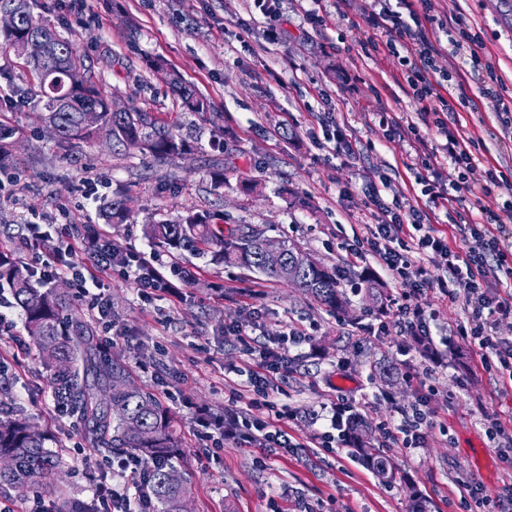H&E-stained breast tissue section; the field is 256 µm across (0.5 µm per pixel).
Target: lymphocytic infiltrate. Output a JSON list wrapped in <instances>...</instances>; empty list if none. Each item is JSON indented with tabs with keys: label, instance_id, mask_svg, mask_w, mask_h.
Segmentation results:
<instances>
[{
	"label": "lymphocytic infiltrate",
	"instance_id": "lymphocytic-infiltrate-1",
	"mask_svg": "<svg viewBox=\"0 0 512 512\" xmlns=\"http://www.w3.org/2000/svg\"><path fill=\"white\" fill-rule=\"evenodd\" d=\"M413 6V0H396L392 5L387 2L379 11L365 15L364 20L380 34L379 39L368 42L372 51L384 48L400 52L403 77L412 97L421 112L431 117L441 138L431 152L420 155V179L433 199L446 203L465 192L478 191L486 198L492 197L494 189L506 185L507 180L496 168H479L473 154V137L449 129L448 115L454 106L445 93V83L452 79L460 83L477 79L486 72L491 74L492 82L484 86L483 93L491 96L502 78L495 75L492 64L482 62L473 49L476 39L468 33L449 37L447 48H438L436 30L417 22ZM444 52L457 61L453 74L437 68L436 61ZM443 160L459 171L457 181L446 187L435 178L436 168ZM369 202L374 221L365 225L362 241L379 264L400 278L405 293L434 285L450 303L461 304L468 318L459 325L458 336L470 345L482 369L497 372L503 380L512 382V343L503 342L495 334L498 321L512 317V257L499 247L500 230L492 206L480 205L479 223L464 225L461 230L462 235L470 237V245L457 249L449 245L446 236L436 234L425 224L422 211L416 207L399 199L385 201L377 190L372 192ZM79 244L97 271L117 269L124 275L135 276L140 289L172 292L173 287L161 270H153L147 278L136 276L133 259L126 257L118 244L107 245L100 239L84 237ZM419 254L428 256L442 270L438 281H431L427 267L416 262ZM492 272L497 279L490 287L486 281ZM305 340V334L293 328L283 336L281 346H265L250 352L253 369L246 391L248 403L257 416L245 422L241 435L245 442L257 445L265 454L294 446L292 435L281 424L285 414L276 409L269 396L272 386L288 368L291 346ZM110 468L115 481L99 485L96 491L100 512H119L122 505L129 503L131 490L145 483L151 466L136 457L117 455Z\"/></svg>",
	"mask_w": 512,
	"mask_h": 512
}]
</instances>
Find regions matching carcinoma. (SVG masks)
<instances>
[{
	"label": "carcinoma",
	"mask_w": 512,
	"mask_h": 512,
	"mask_svg": "<svg viewBox=\"0 0 512 512\" xmlns=\"http://www.w3.org/2000/svg\"><path fill=\"white\" fill-rule=\"evenodd\" d=\"M0 11L14 12L18 23L10 32H0V44L18 51L32 75L25 88H14L0 99V107L13 108L18 99L44 114L61 144L89 141L110 135L127 148L157 159H173L192 150V141L176 131L175 121H165L156 113L137 105L125 112H113L111 97L89 74L84 59L71 40L62 37L42 18L34 15L30 0H0ZM37 38L47 39L44 51L29 54L19 46ZM179 97V108L193 112L213 128L220 116L210 102L179 76L170 78ZM95 110L85 121V110ZM21 129L0 119V172L14 165L10 147ZM127 216L126 199L107 205L109 221ZM146 236L172 253L191 251L211 255L229 264H240L279 280V271L266 264L263 253L275 247L288 257L301 260L293 285L303 289L317 304L340 310L347 299L339 289L338 271L317 261L299 246L266 235L251 224H228L220 215L190 212L176 221H160L145 227ZM9 292L21 308L29 346L40 357L54 401L83 424L95 448L111 455H134L153 464L146 496L156 512H182L187 486L184 480L168 481L174 471L172 460L181 456L172 410L152 393L133 385L124 367L101 355L94 327L73 304L69 294L49 288L39 291L31 284V272L14 253L0 249V295ZM352 453L384 482L396 477L390 460L366 434L361 422L349 430ZM0 486L20 493L47 485V479L63 465V458L45 448V438L32 430L21 414L0 418ZM42 512H88L77 498L59 499L50 494Z\"/></svg>",
	"instance_id": "cac0c4a2"
}]
</instances>
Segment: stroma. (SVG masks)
Returning <instances> with one entry per match:
<instances>
[{
	"label": "stroma",
	"mask_w": 512,
	"mask_h": 512,
	"mask_svg": "<svg viewBox=\"0 0 512 512\" xmlns=\"http://www.w3.org/2000/svg\"><path fill=\"white\" fill-rule=\"evenodd\" d=\"M323 21L303 23L298 0H35L33 12L72 40L92 75L117 105L129 102L168 117L180 100L148 62L163 58L184 82L205 96L224 117L223 138L203 132L186 156L160 162L102 136L61 146L38 113L20 106L11 113L23 130L13 147L14 169L0 173V246L22 264L33 254L66 252L76 270L87 271L82 251L67 252L59 233L75 225L146 258L149 265L180 266L177 296L144 294L116 272L98 282L111 304L108 321L89 313L72 275L34 278L35 288H61L94 322L102 354L120 362L131 380L154 392L178 419L183 453L175 469L187 479L189 512H285L284 488L299 491L316 512H411L412 501H429L431 512H465L458 480L477 477L487 494L512 484L489 436L483 411L512 415V387L479 370L455 334L466 312L433 287L404 295L400 279L383 270L371 252L353 257L355 225L371 223L367 193L380 188L384 200L401 198L427 211L434 229L477 220L474 196L443 208L418 182L417 145L394 141L381 113L414 124L427 147L437 137L404 82L398 60L388 52L365 53L374 31L362 15L379 10L378 0H324ZM450 27L479 33V52L491 58L512 90V0H421ZM280 28L270 40V28ZM460 128L479 143L482 165L512 171V133L500 124L495 100L480 83L452 85ZM346 125L354 155L335 154L319 136L321 122ZM223 168V186L211 173ZM255 182L251 192L242 180ZM128 193L125 223L109 224L103 204ZM218 213L238 224L285 237L318 260L337 268L348 306L336 312L317 305L285 281L218 264L210 257L173 254L152 244L145 225L172 220L186 211ZM38 225L40 239L25 246L12 230ZM371 272L389 298L433 313L431 341L442 356L432 365L409 336L395 328L394 308L370 309L361 277ZM308 339L271 394L278 409L293 410L298 453H280L258 464L260 449L227 439L221 451L197 433L199 411L246 415L237 395L247 382L245 329L277 346L291 328ZM23 315L11 296L0 299V411H23L62 454L65 466L50 477L62 495L91 501L95 475L107 474L102 454L89 448L84 431L68 412L58 411L34 350L19 344ZM392 367V378L379 375ZM429 372V391L404 378L408 370ZM348 398L385 447L397 478L385 483L351 456L313 447L322 430L317 419L337 396ZM425 400L431 423L420 448H386L381 424H396L398 409Z\"/></svg>",
	"instance_id": "35a3bbf8"
}]
</instances>
